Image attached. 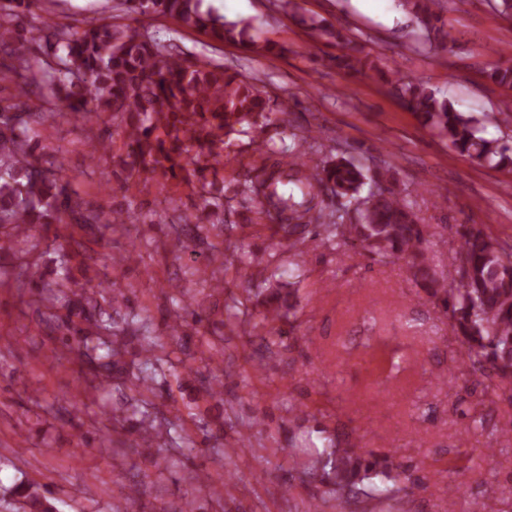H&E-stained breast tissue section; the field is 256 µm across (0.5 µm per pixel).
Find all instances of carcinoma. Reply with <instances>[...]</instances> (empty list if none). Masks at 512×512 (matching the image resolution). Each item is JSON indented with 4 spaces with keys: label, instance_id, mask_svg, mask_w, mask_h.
<instances>
[{
    "label": "carcinoma",
    "instance_id": "obj_1",
    "mask_svg": "<svg viewBox=\"0 0 512 512\" xmlns=\"http://www.w3.org/2000/svg\"><path fill=\"white\" fill-rule=\"evenodd\" d=\"M131 14L162 13L182 26L198 30L215 42L238 44L253 54L270 52L245 21L226 23L212 10L202 9L203 0H123ZM425 37L453 49L454 33L438 25L436 0H403ZM40 0H0V56L10 65L0 68V81L15 83L17 102L0 105V229L19 230L25 224H58L55 234L61 274L51 287L55 299L68 301L73 258L88 265L83 238L77 231L98 234L108 226V215L87 205L60 170L45 165L41 152L43 131L61 110L77 120L99 121L109 113L114 134L124 140L122 159L126 179L153 181L163 200L185 186L197 196L196 212L172 208L159 216V224L190 225L205 220L224 223L236 209L232 196L224 195L218 182V165L224 149L234 146V136H250L254 152L263 161L252 166L239 183L238 193L274 206L281 219L296 229L322 228L323 244L362 250L381 261L403 258L409 274L428 300L448 310L452 332L461 352V363L480 373L486 391L496 395L512 392V245L500 242L477 224L462 227L457 248L448 267L439 269L429 252L424 226L412 204L400 197L388 182L386 172L373 156L367 163L344 155L306 173L294 158L306 153L308 136L291 134L293 145L277 146L274 137H261L280 128L276 102L262 95L242 73L224 66L192 62L173 44H162L146 32L91 23L82 30L69 25H32L23 31V20L35 13ZM309 29L341 50L334 57L344 70L376 72L394 87L402 105L422 119L424 125L478 165L512 166V148L483 136L485 118L458 111L446 98L437 97L428 83L405 78L399 69L378 64L344 32L323 19H308ZM43 48L54 64L39 68L30 63L32 46ZM488 77L512 90V63L493 67ZM51 86L40 107L27 104L39 85ZM279 155L289 159L286 167L265 161ZM366 196H361L365 185ZM333 196L338 208L328 211L323 198ZM259 325L266 329V343L283 344L296 326L297 299L290 288H267ZM129 299L106 294L108 308H98L99 339L84 343L79 355L87 364L112 359L105 336L137 332V315L126 311ZM145 365L159 370L164 349L158 337L145 336ZM140 399L130 405L129 419L150 416L144 397L152 392L143 377L131 381ZM312 480L329 486L328 493L342 500L358 494L389 498L403 490L406 470L387 454L365 448H339L335 442L317 457L299 463ZM0 512H60L56 499L36 483L21 482L0 499Z\"/></svg>",
    "mask_w": 512,
    "mask_h": 512
}]
</instances>
